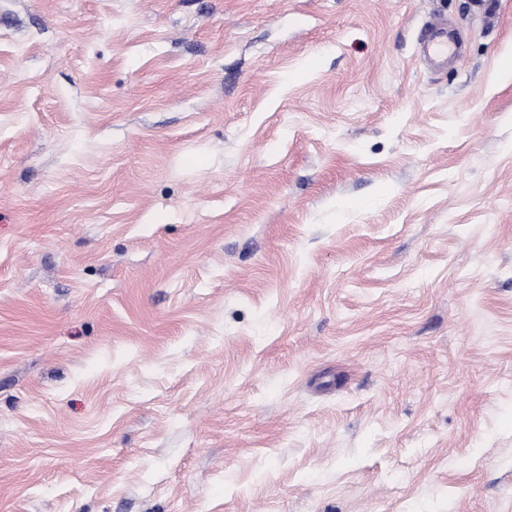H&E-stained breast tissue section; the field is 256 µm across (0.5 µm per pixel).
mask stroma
<instances>
[{
    "mask_svg": "<svg viewBox=\"0 0 512 512\" xmlns=\"http://www.w3.org/2000/svg\"><path fill=\"white\" fill-rule=\"evenodd\" d=\"M485 2L0 0V512H512Z\"/></svg>",
    "mask_w": 512,
    "mask_h": 512,
    "instance_id": "35a3bbf8",
    "label": "stroma"
}]
</instances>
